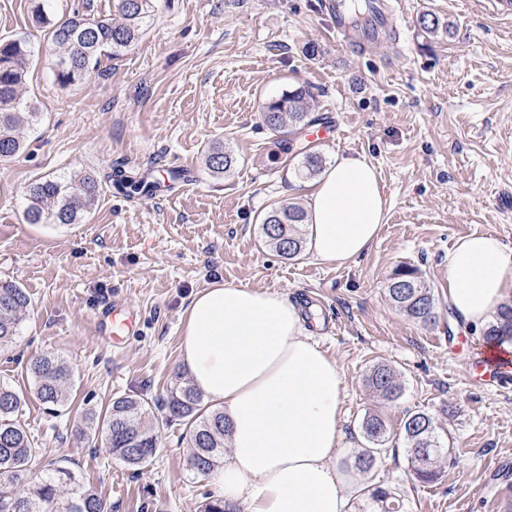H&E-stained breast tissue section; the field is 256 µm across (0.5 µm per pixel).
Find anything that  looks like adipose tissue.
Segmentation results:
<instances>
[{"mask_svg":"<svg viewBox=\"0 0 512 512\" xmlns=\"http://www.w3.org/2000/svg\"><path fill=\"white\" fill-rule=\"evenodd\" d=\"M387 200L374 165L339 156L307 200L313 255L344 263L375 241ZM512 297V249L472 234L448 253V303L485 325ZM182 361L195 387L220 403L230 451L214 482L245 512H348L352 479L338 466L341 382L336 362L279 293L218 285L197 293L182 328Z\"/></svg>","mask_w":512,"mask_h":512,"instance_id":"ef3b65f1","label":"adipose tissue"}]
</instances>
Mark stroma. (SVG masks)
<instances>
[{
  "label": "stroma",
  "mask_w": 512,
  "mask_h": 512,
  "mask_svg": "<svg viewBox=\"0 0 512 512\" xmlns=\"http://www.w3.org/2000/svg\"><path fill=\"white\" fill-rule=\"evenodd\" d=\"M37 2L0 0V38L23 36L34 48L22 94L42 113L21 129L26 152L0 163V280L31 299L15 348L0 352V379L28 392L25 360L53 353L71 369L73 402L55 417L29 397L21 422L41 448L34 471L61 462L112 512H202L218 490L193 468L182 427H162L154 461L137 471L83 434L84 415L115 395L156 399L190 379L180 354L190 299L245 285L297 303L312 340L336 361L342 465L353 468L368 446L363 417L386 421L364 489L388 487L404 512H498V498H512V364L491 384L474 382L484 331L449 308L447 270L462 236L492 233L512 247V14L493 0H398L399 40L359 54L338 46L322 0H156L133 48L63 87L56 50L33 19ZM426 13L449 33L422 32ZM299 88L314 122L331 117L343 131L319 146L324 162L366 157L388 201L375 244L348 264L307 250L285 260L261 240L260 216L276 203L305 205L312 184L298 176L305 130L284 137L261 118L266 102ZM215 144L235 158L223 174L206 167ZM170 164L190 165L196 185L154 200L103 190L80 224L23 219L38 178ZM404 265L432 287L434 323L391 302L389 278ZM112 302L139 318L116 347L92 319ZM460 336L472 351L449 353ZM377 364L396 372L397 400L369 388ZM415 411L433 414L445 448L430 484L415 477L404 438Z\"/></svg>",
  "instance_id": "stroma-1"
}]
</instances>
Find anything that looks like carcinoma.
<instances>
[{"instance_id":"1","label":"carcinoma","mask_w":512,"mask_h":512,"mask_svg":"<svg viewBox=\"0 0 512 512\" xmlns=\"http://www.w3.org/2000/svg\"><path fill=\"white\" fill-rule=\"evenodd\" d=\"M156 0H119L120 20L85 18L78 15L56 24L45 6L37 7V22L48 29L49 39L58 50L55 63L56 81L63 87L83 80L91 67L104 55L118 56L140 39L147 19L155 12ZM33 50L24 37L0 38V162H10L25 150L20 135L24 122L40 116L35 102L20 95L24 84L25 65ZM309 111L304 90L283 94L268 102L262 120L272 131L289 134L308 123ZM233 164V157L221 146L208 150L209 171L222 174ZM117 189L131 198L149 193L158 181L151 173L125 175L111 170L105 175ZM101 181L92 173H63L39 179L28 185L27 206L23 217L28 224H80L96 205ZM305 211L297 204H280L262 218L265 242L287 260L303 249L300 226ZM392 302L411 319L424 325L436 319L435 295L413 267L394 271L388 285ZM30 305L28 293L20 285L0 282V349L7 350L17 340L22 313ZM512 336V304L498 313L484 331L487 342H500ZM33 393L49 410L58 413L70 401L67 363L53 354H43L26 364ZM369 387L386 400L398 397L400 384L394 371L378 365L368 377ZM26 404V393L0 381V512H105V504L96 491L86 486L74 473L56 462H49L47 473L28 482L26 476L40 448L21 424L19 416ZM177 424L188 428L191 463L200 474H207L224 462V439L229 425L224 407L203 404V395L187 382H177L162 399L149 400L141 395H116L102 413L85 416L86 427L101 435L108 452L116 459L139 470L155 458L159 424ZM374 448L356 457L355 466L368 471L375 455L385 444L387 425L376 414L368 415L362 424ZM409 445L411 468L425 483L438 479L436 460L443 448L436 434L431 413L416 411L403 425ZM425 450L431 462L423 464L420 451ZM369 500L361 512H403L401 500L379 485L368 490Z\"/></svg>"}]
</instances>
